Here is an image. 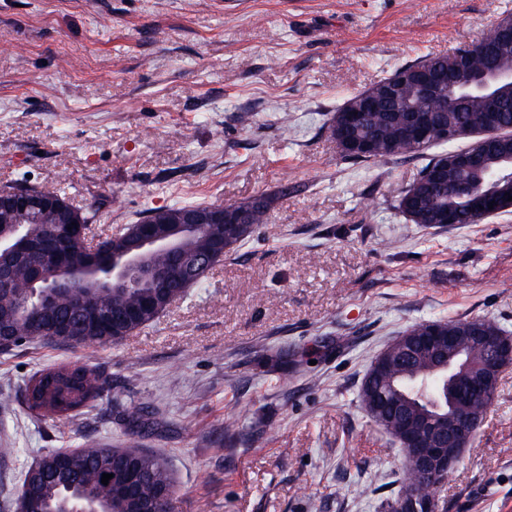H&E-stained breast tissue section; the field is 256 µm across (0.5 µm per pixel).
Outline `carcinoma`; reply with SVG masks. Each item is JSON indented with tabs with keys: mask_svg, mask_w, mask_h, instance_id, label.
<instances>
[{
	"mask_svg": "<svg viewBox=\"0 0 512 512\" xmlns=\"http://www.w3.org/2000/svg\"><path fill=\"white\" fill-rule=\"evenodd\" d=\"M492 57L472 56L464 72H458V62L450 54H429L422 60L403 67L377 81L370 89L387 88L396 84L393 97L383 105L381 112H365L359 124L348 132L353 141L367 140L374 144L368 155L339 150L342 158L368 161L387 157H414L431 147L429 143L402 138L398 133L400 115L414 109L432 111L437 124L453 125L463 131H480L486 124L485 102L464 91L448 97V78L454 77L463 85L477 75ZM427 67L439 76L440 90L426 95L412 79V72ZM368 89V90H370ZM363 90L349 97L332 115L331 134L341 131L345 111L360 105L368 94ZM496 125L502 134L483 147L484 160L491 163L500 155H512V90L502 96ZM467 185L471 194L455 191L457 185ZM488 190L477 175L458 167L451 160V152L436 155L421 167L417 177L395 190V208L413 224L425 227H443V217L452 212L458 224L478 222L481 196ZM54 214L43 219L34 217L24 224L20 251L0 255V266L9 272L8 287H0V352H8L23 344L41 341L71 347L106 345L153 323L171 301L183 298L198 283L187 284L175 278L169 288H132L114 290L98 288L92 292L81 289L58 294L51 304H45L34 288L39 278L54 277L58 268L83 267L89 257L86 248L75 242L68 227L89 224L94 215L93 206L72 210L65 204L59 190L51 191ZM273 199L260 195L240 201L237 206L250 208V230L228 243V256L253 238L259 225L266 223ZM210 204H171L148 209L141 222L157 232H164L181 211L191 209L205 214ZM57 224L61 233L52 237L47 225ZM213 246L211 232L201 227L187 236L181 251L186 255L200 254ZM439 324L453 329L480 325L490 330L503 331L497 324L485 319L449 320L437 318L410 326V336L422 335L429 325ZM271 369L288 374L294 364L286 349H278L266 357ZM107 380L88 364L59 362L31 375L25 385V403L31 412L50 417L65 425L73 422L94 405L104 393ZM448 377L434 372L427 356L421 355L411 367L395 365L391 373L369 368L359 391L361 408L367 417L389 437L400 414L412 419L420 412L448 414ZM398 490L394 497L382 501L381 508L402 499H414L419 512L429 500L435 480L423 475L407 450H402ZM128 457L144 473L140 498L149 501L157 491L175 486V478L168 462L161 456L141 447L135 440L121 446H96L85 443L76 448H55L40 456L26 471L17 488L23 495L40 503L43 512H82L86 507L94 512H137L129 499L118 495L112 485H104L100 478L112 473V458Z\"/></svg>",
	"mask_w": 512,
	"mask_h": 512,
	"instance_id": "cac0c4a2",
	"label": "carcinoma"
}]
</instances>
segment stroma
<instances>
[{
	"label": "stroma",
	"mask_w": 512,
	"mask_h": 512,
	"mask_svg": "<svg viewBox=\"0 0 512 512\" xmlns=\"http://www.w3.org/2000/svg\"><path fill=\"white\" fill-rule=\"evenodd\" d=\"M512 0H0V186L95 205L97 231L175 202L273 195L253 240L150 326L92 347L0 353V512L45 451L130 439L167 458L173 512H380L397 443L358 395L411 325L481 318L512 333V212L425 228L394 187L422 157L342 159L350 96L472 42ZM294 351L288 377L266 352ZM57 361L108 388L73 424L30 414ZM442 512H512V367Z\"/></svg>",
	"instance_id": "obj_1"
}]
</instances>
